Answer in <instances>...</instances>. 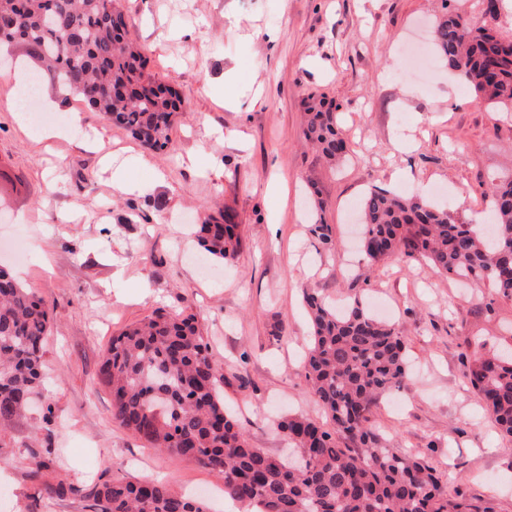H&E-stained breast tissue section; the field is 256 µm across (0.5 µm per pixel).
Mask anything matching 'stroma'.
Wrapping results in <instances>:
<instances>
[{
	"mask_svg": "<svg viewBox=\"0 0 512 512\" xmlns=\"http://www.w3.org/2000/svg\"><path fill=\"white\" fill-rule=\"evenodd\" d=\"M484 0H121L146 70L187 99L165 150L144 149L81 98L43 86L37 108L67 125L39 140L5 80L33 70L0 45V267L44 297L50 332L36 405L0 426V512H98L90 497H49L45 480L90 488L154 479L227 512L224 478L151 447L112 417L98 370L113 336L156 312L195 315L224 368V401L255 447L288 445L275 421L324 422L303 368L310 325L301 289L382 300L410 377L374 424L386 447L435 467L449 489L512 512V443L462 377L474 350L512 349V299L471 294L425 262L367 266L355 226L372 189L419 195L463 224L486 223L490 187L512 176V110L475 97L439 56L412 70L400 47L447 13L512 38V9ZM325 94L349 154L325 163L302 137L304 100ZM316 185L323 203L308 199ZM227 206L239 255L201 270L192 232ZM336 232L327 252L316 215ZM49 463L35 475L31 452ZM95 469H88V461Z\"/></svg>",
	"mask_w": 512,
	"mask_h": 512,
	"instance_id": "stroma-1",
	"label": "stroma"
}]
</instances>
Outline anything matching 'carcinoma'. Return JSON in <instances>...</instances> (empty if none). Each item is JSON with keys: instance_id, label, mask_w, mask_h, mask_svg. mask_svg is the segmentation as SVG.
<instances>
[{"instance_id": "carcinoma-1", "label": "carcinoma", "mask_w": 512, "mask_h": 512, "mask_svg": "<svg viewBox=\"0 0 512 512\" xmlns=\"http://www.w3.org/2000/svg\"><path fill=\"white\" fill-rule=\"evenodd\" d=\"M0 19L11 27L8 43L27 46L43 64L34 71L39 83L57 82L144 147H167L186 98L146 73L118 0H0ZM432 40L448 71L477 96L512 108V39L450 14L433 27ZM304 136L327 164L345 159L338 113L322 96L305 103ZM361 215L368 265L423 259L444 276L486 281L512 299V179L493 188V222L481 228L422 198L382 189L366 196ZM239 228L226 208L207 216L197 244L211 259L230 261L241 246ZM310 232L335 250L333 227L322 217ZM302 299L313 327L305 376L334 431L305 415L288 416L277 428L291 457L254 447L224 406L223 369L192 314L159 313L112 338L99 376L112 391L113 418L153 447L224 474V494L245 512H494L488 502L450 492L418 458L384 447L372 428L379 400L408 378L395 327L359 296L341 310L314 288ZM49 330L47 301L0 267V425L28 410ZM463 378L511 439L512 353L476 357ZM45 489L56 497L84 492L63 479ZM91 495L99 512H206L203 502L147 479L107 480Z\"/></svg>"}]
</instances>
